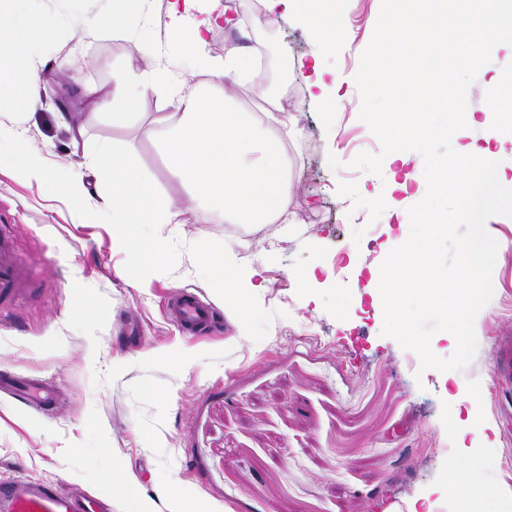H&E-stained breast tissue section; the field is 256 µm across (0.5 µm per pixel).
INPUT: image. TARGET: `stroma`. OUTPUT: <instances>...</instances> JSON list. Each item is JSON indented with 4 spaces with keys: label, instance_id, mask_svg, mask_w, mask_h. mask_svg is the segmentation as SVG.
Returning <instances> with one entry per match:
<instances>
[{
    "label": "stroma",
    "instance_id": "stroma-1",
    "mask_svg": "<svg viewBox=\"0 0 512 512\" xmlns=\"http://www.w3.org/2000/svg\"><path fill=\"white\" fill-rule=\"evenodd\" d=\"M380 4L328 0L319 75L308 29L285 7L262 42L264 76L284 89L300 129L282 144L294 223L228 224L185 209L181 223L159 227L183 244L173 271L138 282L112 227L0 173V225H11L38 281L0 319V370L60 388L50 413L0 395V478L76 487L108 500L111 512H130L138 499L171 512L167 489L203 499L210 512H468V489L447 486L448 461L478 413L496 428L485 485L512 486V381L493 374L499 341L512 339V218L486 223L504 249L469 366L421 370L415 352L381 334L380 265L410 222L385 215L390 164L378 176L352 165L381 149L359 117L355 82ZM51 55L70 66L63 81L54 64L41 72L43 106L24 123L33 149L67 167L94 141L124 145L183 206V189L146 133L171 110L167 88L147 91L123 121L93 109L86 93L152 70L157 57L80 25ZM511 55L494 49L480 68L467 106L477 123L453 139L456 151L487 145L485 92L501 78L498 60ZM61 110L77 114L79 130L57 120ZM221 252L241 273L265 268L264 289L249 290L243 276L235 282L249 291L251 334L242 341L232 319L218 335L193 338L164 313L181 289L224 308V285L206 262ZM480 378L481 404L461 402L457 383Z\"/></svg>",
    "mask_w": 512,
    "mask_h": 512
}]
</instances>
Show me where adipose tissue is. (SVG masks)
<instances>
[{
    "label": "adipose tissue",
    "instance_id": "1",
    "mask_svg": "<svg viewBox=\"0 0 512 512\" xmlns=\"http://www.w3.org/2000/svg\"><path fill=\"white\" fill-rule=\"evenodd\" d=\"M193 2L167 0V51L148 75L120 79L91 94L98 107H111L122 118L149 88L168 86L173 111L149 135L163 147L169 176L193 206L223 216L228 224L287 223V160L281 144L295 136L296 125L246 46H228L220 61L207 53V33L220 24L240 30V20L214 13L196 16ZM240 75L248 76L250 92L268 112L277 113L275 123L238 107L232 86Z\"/></svg>",
    "mask_w": 512,
    "mask_h": 512
}]
</instances>
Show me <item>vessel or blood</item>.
Returning a JSON list of instances; mask_svg holds the SVG:
<instances>
[{
    "label": "vessel or blood",
    "instance_id": "vessel-or-blood-1",
    "mask_svg": "<svg viewBox=\"0 0 512 512\" xmlns=\"http://www.w3.org/2000/svg\"><path fill=\"white\" fill-rule=\"evenodd\" d=\"M25 263L5 225H0V318L15 299L32 289ZM171 312L181 329L198 336L212 327L218 311L197 294L180 290L173 296ZM0 512H107L104 501L77 496L51 482L24 478L0 480Z\"/></svg>",
    "mask_w": 512,
    "mask_h": 512
}]
</instances>
